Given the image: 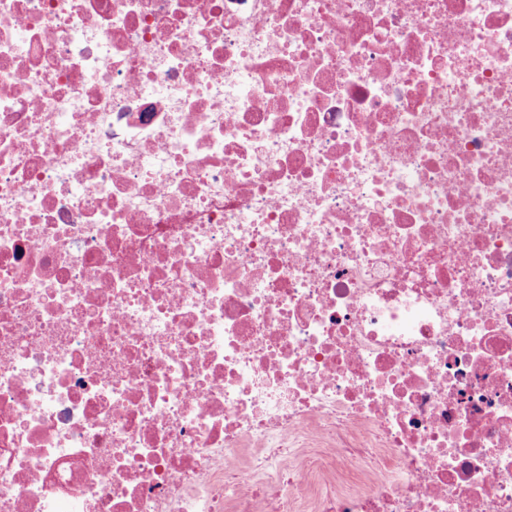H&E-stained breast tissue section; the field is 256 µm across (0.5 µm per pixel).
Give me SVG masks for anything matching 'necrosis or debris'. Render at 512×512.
<instances>
[{
    "label": "necrosis or debris",
    "instance_id": "obj_1",
    "mask_svg": "<svg viewBox=\"0 0 512 512\" xmlns=\"http://www.w3.org/2000/svg\"><path fill=\"white\" fill-rule=\"evenodd\" d=\"M0 512H512V0H0Z\"/></svg>",
    "mask_w": 512,
    "mask_h": 512
}]
</instances>
